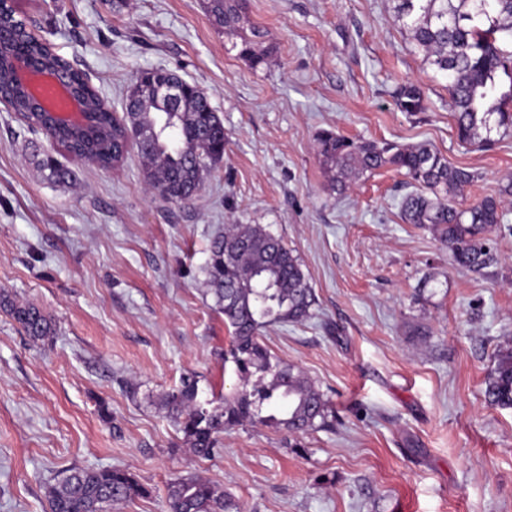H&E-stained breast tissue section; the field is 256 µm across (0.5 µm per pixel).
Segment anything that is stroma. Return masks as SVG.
<instances>
[{"label":"stroma","instance_id":"1","mask_svg":"<svg viewBox=\"0 0 512 512\" xmlns=\"http://www.w3.org/2000/svg\"><path fill=\"white\" fill-rule=\"evenodd\" d=\"M14 6L116 114L139 71L197 85L224 124V159L174 204L147 188L137 150L98 167L0 102V291L56 328L35 342L0 311V512H49L59 472L103 467L149 491L114 512H166L168 483L187 474L242 512H512V409L484 401L512 346V204L490 235L495 261L476 273L401 220L402 174L385 167L339 194L317 154L324 130L428 144L474 173L464 206L512 177V134L487 149L460 141L448 81L414 52L392 0H248L244 25L275 46L256 68L230 51L206 0ZM408 83L424 111L398 109ZM36 146L78 181L45 179ZM228 224L264 225L298 256L312 315L260 340L334 412L305 435L234 427L200 459L159 403L190 372L217 394L237 382L204 271Z\"/></svg>","mask_w":512,"mask_h":512}]
</instances>
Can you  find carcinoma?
I'll list each match as a JSON object with an SVG mask.
<instances>
[{
    "label": "carcinoma",
    "mask_w": 512,
    "mask_h": 512,
    "mask_svg": "<svg viewBox=\"0 0 512 512\" xmlns=\"http://www.w3.org/2000/svg\"><path fill=\"white\" fill-rule=\"evenodd\" d=\"M246 9L247 0H208L212 23L224 29L241 58L257 67L268 63L273 46L265 29L253 26L247 33L240 29ZM394 16L409 33L424 65L448 79L462 141L489 147L494 136L512 131V0H396ZM0 35L14 50L67 72L72 86L87 99L98 136L88 139L78 132H55L56 140L73 154H90L99 166L110 167L129 131L145 162V182L175 203L191 201L210 169L222 162L224 125L204 92L191 91L169 110L137 87L140 81L169 80L171 72H139L126 99V112L118 117L81 71L24 30L12 0H0ZM396 105L403 112L424 111L423 91L414 84L402 86ZM317 154L330 173L332 189L340 194L352 177L383 167L400 171L416 188L400 202L405 222L428 228L455 263L473 272L494 262L489 234L503 221V198L512 196V179L501 187L499 197L462 208L454 198L475 175L448 165V159L428 144L359 142L324 131L317 138ZM33 160L52 182L77 179L74 170L61 166L47 152L35 151ZM205 274L208 292L231 328L224 362L234 364L240 386L230 394L203 400L197 376L191 373L163 398L161 408L179 423L192 453L211 457L224 429L246 422L290 434L325 426L329 404L323 394L294 366L272 362L258 336L263 327L311 317L315 296L299 258L261 224H226L211 241ZM0 309L35 342L55 334L52 320L33 304L18 303L1 292ZM255 371L271 375L269 383L250 382ZM484 398L492 407L512 408L511 348L499 352ZM47 495L50 512H106L109 506L148 495V490L121 468H75L49 485ZM167 512H240V508L216 484L188 474L168 483Z\"/></svg>",
    "instance_id": "cac0c4a2"
}]
</instances>
